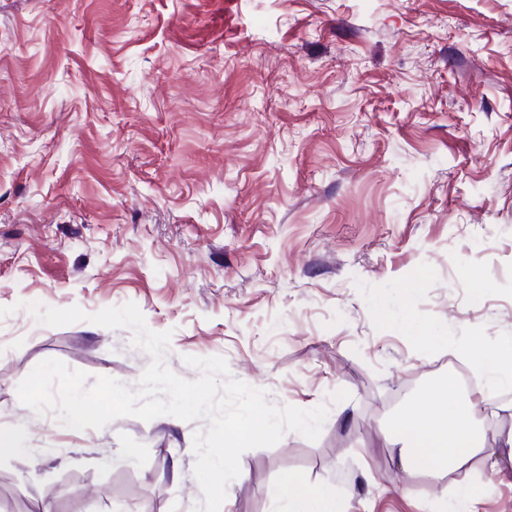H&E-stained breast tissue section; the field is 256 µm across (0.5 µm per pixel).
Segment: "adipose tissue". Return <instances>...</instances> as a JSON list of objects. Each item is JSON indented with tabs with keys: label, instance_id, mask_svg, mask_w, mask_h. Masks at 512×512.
<instances>
[{
	"label": "adipose tissue",
	"instance_id": "1",
	"mask_svg": "<svg viewBox=\"0 0 512 512\" xmlns=\"http://www.w3.org/2000/svg\"><path fill=\"white\" fill-rule=\"evenodd\" d=\"M480 366L487 383L480 386V398H487L491 388L512 385V360L499 350L483 347ZM458 390L454 376L443 378L436 387L431 409L426 414L404 410L397 414L384 440L393 448L392 455L409 473L438 481L466 470L476 456H484L488 466H498L497 455L487 453V431L479 422L475 402L453 403ZM285 503L287 512H332L335 492L330 485L304 486L301 478L287 475L269 491Z\"/></svg>",
	"mask_w": 512,
	"mask_h": 512
}]
</instances>
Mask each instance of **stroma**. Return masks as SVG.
Wrapping results in <instances>:
<instances>
[{
  "label": "stroma",
  "instance_id": "stroma-1",
  "mask_svg": "<svg viewBox=\"0 0 512 512\" xmlns=\"http://www.w3.org/2000/svg\"><path fill=\"white\" fill-rule=\"evenodd\" d=\"M129 302L179 377L220 356L328 407L317 440L245 451L223 512H270L290 473L335 512H432L460 484L512 512V463L436 482L382 434L481 377L470 337L512 346V0H0V512L203 501L208 421L75 430L18 397L51 358L136 387L150 355L89 320Z\"/></svg>",
  "mask_w": 512,
  "mask_h": 512
}]
</instances>
